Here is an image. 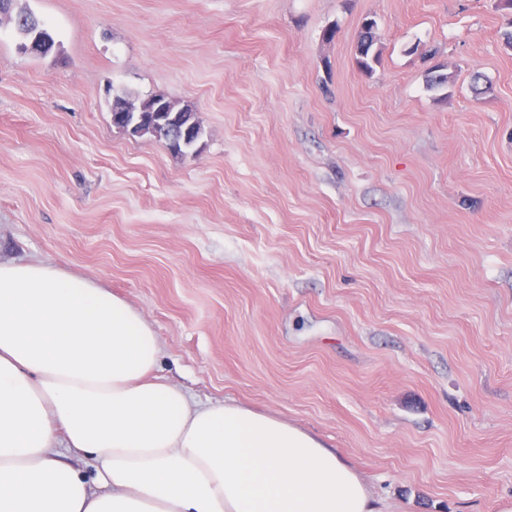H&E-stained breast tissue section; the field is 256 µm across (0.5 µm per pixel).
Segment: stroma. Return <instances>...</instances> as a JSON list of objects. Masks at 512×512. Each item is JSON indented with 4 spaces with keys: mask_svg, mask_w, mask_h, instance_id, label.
Here are the masks:
<instances>
[{
    "mask_svg": "<svg viewBox=\"0 0 512 512\" xmlns=\"http://www.w3.org/2000/svg\"><path fill=\"white\" fill-rule=\"evenodd\" d=\"M0 27V261L108 288L158 375L313 434L382 512L512 499V11L498 0H21ZM381 61L360 72L364 18ZM337 27L334 40L324 32ZM448 86L426 85L414 44ZM191 105L197 150L112 124ZM17 2L18 0H0V11L3 10L8 13L10 9L12 14L10 19L21 38L29 23L39 24V21L31 16L32 13L26 7L20 6ZM54 46L52 35L49 32L41 28H32L28 35L19 42L17 49L23 55L43 56L49 54ZM166 96L164 94H155L147 99L143 100H131L129 96L115 95L112 101L111 108V116L114 113V110L117 109H135V110H154L157 106L158 101ZM177 102L172 100L171 98L162 99L153 112H140L145 113L148 116L152 114L159 115L153 121L155 127L146 126L144 130L140 131V129H134L131 135H150L156 139L157 134H161L163 129H166V133L169 136L177 137L178 131L183 127L188 125L191 122V112H195L193 108L188 104H183V106L179 107L183 112H179L176 110ZM189 126H193L194 128H201L199 121L196 118V113L194 116V120L189 124Z\"/></svg>",
    "mask_w": 512,
    "mask_h": 512,
    "instance_id": "stroma-1",
    "label": "stroma"
}]
</instances>
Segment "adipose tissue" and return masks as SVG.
Returning <instances> with one entry per match:
<instances>
[{
    "label": "adipose tissue",
    "mask_w": 512,
    "mask_h": 512,
    "mask_svg": "<svg viewBox=\"0 0 512 512\" xmlns=\"http://www.w3.org/2000/svg\"><path fill=\"white\" fill-rule=\"evenodd\" d=\"M125 301L44 262H0V512H377L336 449L156 375ZM90 455L94 476L59 448Z\"/></svg>",
    "instance_id": "ef3b65f1"
}]
</instances>
